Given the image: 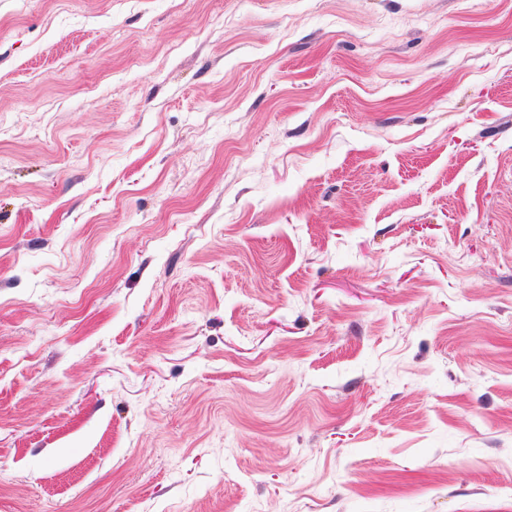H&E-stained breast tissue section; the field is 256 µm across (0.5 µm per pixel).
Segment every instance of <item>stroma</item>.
<instances>
[{"label":"stroma","mask_w":512,"mask_h":512,"mask_svg":"<svg viewBox=\"0 0 512 512\" xmlns=\"http://www.w3.org/2000/svg\"><path fill=\"white\" fill-rule=\"evenodd\" d=\"M0 512H512V0H0Z\"/></svg>","instance_id":"obj_1"}]
</instances>
